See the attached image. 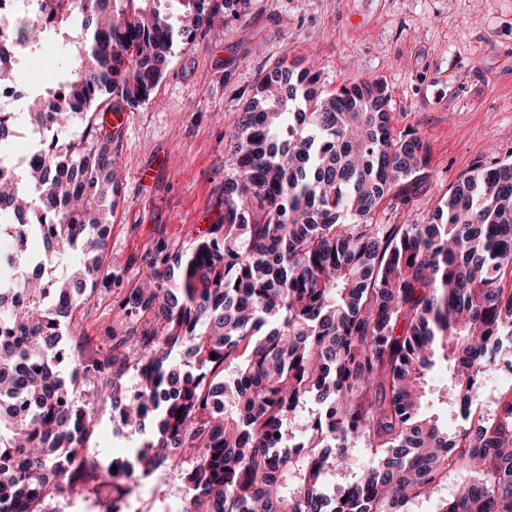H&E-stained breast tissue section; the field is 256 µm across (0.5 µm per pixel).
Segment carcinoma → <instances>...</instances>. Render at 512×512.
<instances>
[{"label": "carcinoma", "instance_id": "1", "mask_svg": "<svg viewBox=\"0 0 512 512\" xmlns=\"http://www.w3.org/2000/svg\"><path fill=\"white\" fill-rule=\"evenodd\" d=\"M48 2L54 34L78 26L81 37L68 77L24 113L49 134L42 153L21 180L0 166V239L11 240L0 252V512H30L86 470L117 502L167 465L182 471L179 512H399L459 469L474 481L437 512H512V395L491 418L470 415L480 379L512 362V160L459 179L422 224H379L381 208L417 197L427 145L394 132L383 82L324 94L284 58L228 133L224 223L180 272L154 258L114 306L107 351L77 360L87 342L63 328L104 274L118 187L112 135L94 114L150 101L175 41L246 15L251 0H179L177 28L159 0H82L79 14L76 0ZM41 38L24 18L9 24L0 83L15 81L16 48ZM77 117L83 131L60 143ZM35 237L78 262L46 279L23 249ZM78 382L90 387L81 402ZM100 403L127 436L155 422L105 467L88 445ZM310 404L297 439L290 426ZM439 405L465 417L451 435ZM358 445L375 463L329 488Z\"/></svg>", "mask_w": 512, "mask_h": 512}]
</instances>
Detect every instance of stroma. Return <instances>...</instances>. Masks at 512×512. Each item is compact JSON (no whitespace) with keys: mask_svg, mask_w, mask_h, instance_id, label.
<instances>
[{"mask_svg":"<svg viewBox=\"0 0 512 512\" xmlns=\"http://www.w3.org/2000/svg\"><path fill=\"white\" fill-rule=\"evenodd\" d=\"M287 46L321 90L386 83L396 131L427 144L420 196L378 223H421L459 177L512 155V0H252L220 35L176 42L152 100L113 132L121 183L107 276L85 293L69 335L105 351L116 300L156 253H186L223 223L225 134ZM167 473L164 484L134 483L126 512H176L185 490L179 468Z\"/></svg>","mask_w":512,"mask_h":512,"instance_id":"obj_1","label":"stroma"}]
</instances>
